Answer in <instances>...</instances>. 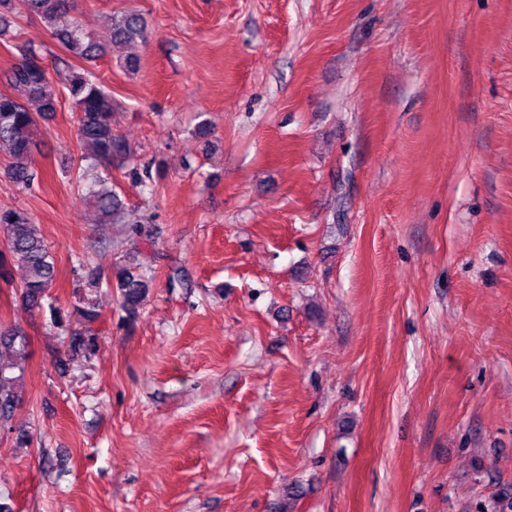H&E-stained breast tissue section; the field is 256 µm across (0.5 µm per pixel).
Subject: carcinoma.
Listing matches in <instances>:
<instances>
[{"label":"carcinoma","mask_w":512,"mask_h":512,"mask_svg":"<svg viewBox=\"0 0 512 512\" xmlns=\"http://www.w3.org/2000/svg\"><path fill=\"white\" fill-rule=\"evenodd\" d=\"M38 17L51 31L52 37L74 59L92 62L103 57L107 50L91 35L84 33L71 15L70 0H0V30L15 25L20 18ZM146 41L142 18L128 11L112 15V43L122 44ZM55 73L61 87L67 91L76 112V136L84 153L79 161L86 162L87 173L100 165H123L132 155L124 138L114 131L112 96L98 82L94 72L73 66L62 57L53 58L47 67L41 52L22 47L21 60L0 72V82L19 90L23 97L0 93V153L9 159L8 175L23 188L30 186L36 173L34 150L37 149L36 131L39 120H47L57 112L58 98L48 93L50 73ZM85 196L92 199L103 224H139L141 220L130 212L124 200L112 187L111 174L97 176L90 185L83 186ZM0 282L13 284L11 262L17 261L24 269L19 285L23 303L32 311L50 305L52 323L68 330V319L51 307V290L56 281V265L50 248L31 216L20 208H0ZM86 272V290L93 292L101 284V272L90 261L80 262ZM119 307L125 318L134 320L149 280L145 274L127 268L118 272ZM83 328L71 333L68 350L86 356L97 351V337L92 324L100 313L91 298L84 299L78 309ZM29 341L16 327L0 325V350L13 354V359L0 358V425L13 420L19 397L16 385L23 375V361L28 358Z\"/></svg>","instance_id":"carcinoma-1"}]
</instances>
